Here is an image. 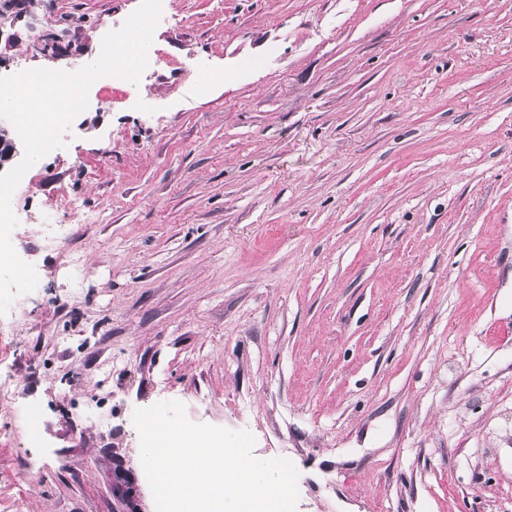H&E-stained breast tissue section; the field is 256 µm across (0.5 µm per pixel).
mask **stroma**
Returning <instances> with one entry per match:
<instances>
[{
	"mask_svg": "<svg viewBox=\"0 0 512 512\" xmlns=\"http://www.w3.org/2000/svg\"><path fill=\"white\" fill-rule=\"evenodd\" d=\"M140 3L0 0V77ZM147 56L12 198L0 512H118L116 456L155 512L161 401L290 460L297 512H512V0H162Z\"/></svg>",
	"mask_w": 512,
	"mask_h": 512,
	"instance_id": "35a3bbf8",
	"label": "stroma"
}]
</instances>
